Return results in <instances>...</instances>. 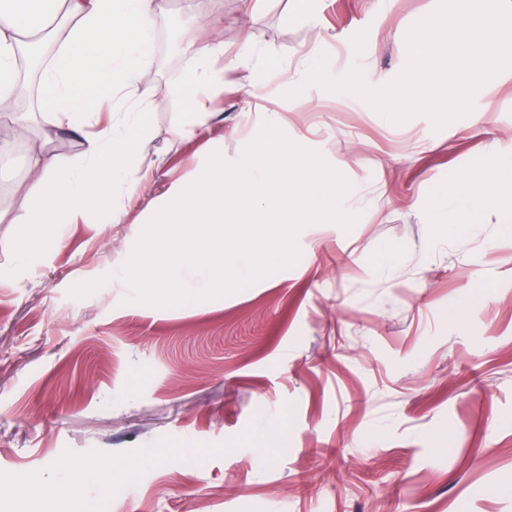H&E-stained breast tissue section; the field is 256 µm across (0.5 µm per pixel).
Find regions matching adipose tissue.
Wrapping results in <instances>:
<instances>
[{"label": "adipose tissue", "mask_w": 512, "mask_h": 512, "mask_svg": "<svg viewBox=\"0 0 512 512\" xmlns=\"http://www.w3.org/2000/svg\"><path fill=\"white\" fill-rule=\"evenodd\" d=\"M159 7V0H0V103L16 91L17 58L26 40L60 23L64 36L41 69L40 103L71 130L85 133L83 153L74 163H62L44 150L29 157L34 202L24 221L31 229L7 244L21 264H36L56 247L62 225L80 223L90 212L121 223L124 209L118 199L136 196L156 168V160L139 153L151 105L135 91L149 59ZM187 50L198 69L181 90L189 110L174 130L179 137L196 134L210 118L200 97L219 83L207 62L223 44L217 32H204ZM431 199L430 231L438 242L491 213L510 224L512 173L476 166L456 185L432 189Z\"/></svg>", "instance_id": "1"}]
</instances>
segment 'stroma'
<instances>
[{"label":"stroma","instance_id":"obj_1","mask_svg":"<svg viewBox=\"0 0 512 512\" xmlns=\"http://www.w3.org/2000/svg\"><path fill=\"white\" fill-rule=\"evenodd\" d=\"M437 0H166L138 93L152 104L142 154L161 164L121 224L62 229L35 268L6 242L28 232L26 161L75 162L80 137L46 138V113L20 139L0 119V474H26L0 512H55L71 468L109 459L113 495L79 489L99 512H512V223L428 231L427 196L474 161L512 163V70L441 130L387 122L362 100L308 87V60L332 75L359 65L371 85L406 62L405 35ZM217 29L223 86L210 122L173 130L192 57L171 34ZM352 183L351 231L315 224L293 267L228 296L172 308L127 303L113 280L151 213L211 152L238 160L269 114ZM465 303L464 320L450 312Z\"/></svg>","mask_w":512,"mask_h":512}]
</instances>
